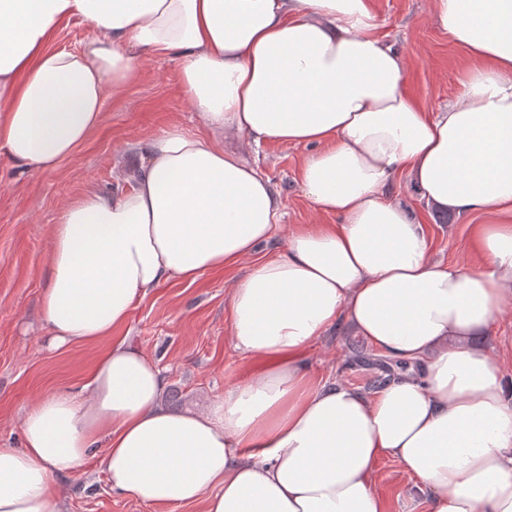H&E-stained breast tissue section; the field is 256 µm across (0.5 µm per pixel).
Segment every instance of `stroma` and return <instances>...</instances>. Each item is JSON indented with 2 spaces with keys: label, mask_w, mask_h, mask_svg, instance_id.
Listing matches in <instances>:
<instances>
[{
  "label": "stroma",
  "mask_w": 512,
  "mask_h": 512,
  "mask_svg": "<svg viewBox=\"0 0 512 512\" xmlns=\"http://www.w3.org/2000/svg\"><path fill=\"white\" fill-rule=\"evenodd\" d=\"M369 3L381 33L406 56L407 95L432 111L458 96L476 63L437 26L432 0ZM174 126L208 133L181 91L177 61L147 55L139 79L108 100L100 125L56 170L31 171L0 154V447H21L22 419L42 398L60 391L81 394L90 367L108 346L102 340L54 348L42 327L51 235L62 207L90 189L117 194L132 187L133 143L148 144ZM240 148L284 202L283 224L260 257L280 254L297 225L335 223V216L316 212L301 189L300 170L311 147L244 142ZM478 221L470 214L425 217L433 258L469 264L467 241ZM240 276L237 270L212 271L192 282L171 281L137 301L128 322L114 329V336L128 339L158 362L168 381L169 408H203L253 369L230 340V288ZM371 352L361 338L336 333L313 345L309 362L317 373L368 389L377 372L360 365L359 358ZM375 483L389 512H423L397 461L382 460ZM57 486L65 512H168L112 493L90 461L59 478Z\"/></svg>",
  "instance_id": "35a3bbf8"
}]
</instances>
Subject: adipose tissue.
<instances>
[{
  "instance_id": "obj_1",
  "label": "adipose tissue",
  "mask_w": 512,
  "mask_h": 512,
  "mask_svg": "<svg viewBox=\"0 0 512 512\" xmlns=\"http://www.w3.org/2000/svg\"><path fill=\"white\" fill-rule=\"evenodd\" d=\"M438 27L481 68L440 112L405 92L401 51L368 0H0V153L51 171L137 78V45L176 58L211 137L171 127L130 190L63 206L42 295L51 345L111 338L173 279L247 263L231 341L260 366L203 411L162 403L153 358L112 340L84 384L25 415L0 448V512H61L55 480L95 460L109 489L203 512H388L374 484L398 461L424 512H512V382L485 340L512 302V224L473 228L470 265L432 257L395 200L407 173L425 207L512 213V0H433ZM93 31L50 45L61 22ZM315 146L300 173L314 210L258 258L283 204L222 137ZM348 327L405 371L366 391L315 376L318 340ZM93 32L79 19L66 20L51 41V47L57 49L77 50L85 47L93 37Z\"/></svg>"
}]
</instances>
